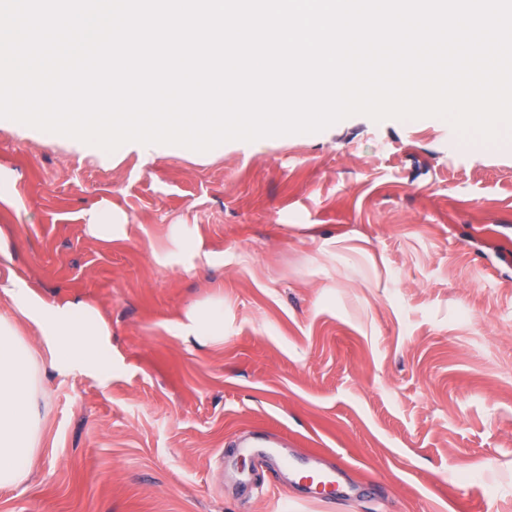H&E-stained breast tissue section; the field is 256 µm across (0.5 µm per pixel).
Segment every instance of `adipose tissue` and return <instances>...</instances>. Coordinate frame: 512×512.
<instances>
[{
  "label": "adipose tissue",
  "mask_w": 512,
  "mask_h": 512,
  "mask_svg": "<svg viewBox=\"0 0 512 512\" xmlns=\"http://www.w3.org/2000/svg\"><path fill=\"white\" fill-rule=\"evenodd\" d=\"M0 294L38 326L62 371L80 369L105 377L112 371L109 333L99 316L78 303L49 304L21 287L12 270L0 275ZM41 371L34 349L14 322L0 316V488L18 487L29 476L41 432Z\"/></svg>",
  "instance_id": "obj_1"
}]
</instances>
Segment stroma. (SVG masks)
Here are the masks:
<instances>
[{"label":"stroma","instance_id":"stroma-1","mask_svg":"<svg viewBox=\"0 0 512 512\" xmlns=\"http://www.w3.org/2000/svg\"><path fill=\"white\" fill-rule=\"evenodd\" d=\"M0 240L49 303L110 332L112 376L63 372L37 327L40 446L0 512H512V140L353 115L207 152H117L0 123ZM108 211L120 230L86 231ZM188 266L164 264L181 236ZM224 307L200 338L191 309Z\"/></svg>","mask_w":512,"mask_h":512}]
</instances>
